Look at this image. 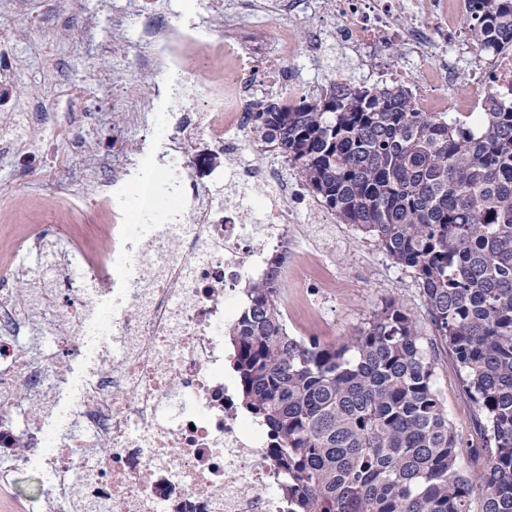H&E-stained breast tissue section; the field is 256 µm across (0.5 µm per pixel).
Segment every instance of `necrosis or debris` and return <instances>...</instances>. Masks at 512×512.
Listing matches in <instances>:
<instances>
[{"instance_id": "necrosis-or-debris-1", "label": "necrosis or debris", "mask_w": 512, "mask_h": 512, "mask_svg": "<svg viewBox=\"0 0 512 512\" xmlns=\"http://www.w3.org/2000/svg\"><path fill=\"white\" fill-rule=\"evenodd\" d=\"M301 2L195 0L172 17L169 0H130L113 13L119 35L140 20L135 68L169 75L156 99L126 97L118 116L136 127L161 109L164 129L104 157L90 150L98 118L86 113L82 138L52 167L93 181V194L65 204L63 224L96 219L99 244L40 223L0 257V480L33 470L42 512H287L269 436L238 407L224 371V332L238 317L239 285L264 275L265 252L297 243L299 188L285 162L239 159L256 146L246 131L259 89L292 104L306 94L287 70L292 59L316 62L330 36L377 83L407 89L415 111L475 115L493 91L512 101V47L489 53L472 41L463 21L473 0H329L331 31L299 33ZM259 11L267 28L250 24ZM191 53L200 65L189 71ZM197 137L236 157L214 179L237 185V209L194 187ZM100 168L109 176L99 181ZM47 250L69 287L42 299L57 350L34 360L21 347L32 312L18 295L26 273L12 258ZM75 355L87 368L79 387L47 385Z\"/></svg>"}]
</instances>
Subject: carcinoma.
<instances>
[{"instance_id": "1", "label": "carcinoma", "mask_w": 512, "mask_h": 512, "mask_svg": "<svg viewBox=\"0 0 512 512\" xmlns=\"http://www.w3.org/2000/svg\"><path fill=\"white\" fill-rule=\"evenodd\" d=\"M466 19L489 47L512 36V0H478ZM251 137L278 149L344 224L411 268L436 341L427 347L392 301L341 343L289 334L284 251L244 289L228 330L240 405L275 437L288 512H512V107L487 99L478 122L416 112L404 89L352 85L294 106L265 101ZM449 351L485 424L483 472L434 389L436 344Z\"/></svg>"}]
</instances>
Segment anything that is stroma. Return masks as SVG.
Instances as JSON below:
<instances>
[{
    "label": "stroma",
    "mask_w": 512,
    "mask_h": 512,
    "mask_svg": "<svg viewBox=\"0 0 512 512\" xmlns=\"http://www.w3.org/2000/svg\"><path fill=\"white\" fill-rule=\"evenodd\" d=\"M128 0H111L110 11H102L99 0H57L46 8L43 0H0V60L14 61L6 74L13 91L19 120L14 144H0V252L26 225L53 219L55 198H78L91 193L90 185L74 178L55 189L44 182V157L28 152L29 132L36 129L47 146L57 150L65 144L58 133L67 129L80 133L83 113L100 112L99 148L108 153L144 135L141 127H113L110 116L119 109L118 91L147 98L154 92L153 72L129 64L125 48L112 34V13L126 9ZM91 28H84V21ZM349 74L354 84H365L354 61L331 49L321 64L306 67L301 78L313 91L329 84L333 70ZM94 87L91 99L73 95L76 87ZM305 229L303 245L321 247L328 265L336 269L333 288L322 285V273L312 268L309 289L323 296L318 325L309 336L338 343L366 327L387 302L403 303L417 320L420 334L433 339L424 299L412 269L392 263L368 235L351 224L341 223L331 211L316 206L314 216H301ZM435 389L448 416V423L462 444V471H482L486 455L478 431V412L463 386V373L445 349H438Z\"/></svg>",
    "instance_id": "stroma-1"
}]
</instances>
